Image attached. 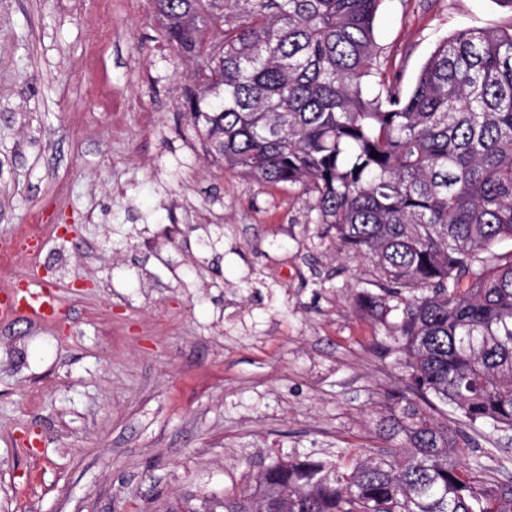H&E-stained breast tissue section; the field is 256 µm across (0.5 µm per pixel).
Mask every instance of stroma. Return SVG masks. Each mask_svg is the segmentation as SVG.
<instances>
[{"label":"stroma","mask_w":512,"mask_h":512,"mask_svg":"<svg viewBox=\"0 0 512 512\" xmlns=\"http://www.w3.org/2000/svg\"><path fill=\"white\" fill-rule=\"evenodd\" d=\"M512 26L500 0H382L380 60L411 90L435 47ZM193 64L153 0H0V246L37 261L56 321L0 318V512H155L255 489L273 459L373 456L407 379L361 302L367 266L302 187L228 169L186 112ZM480 462L512 479V435ZM45 230H48L51 234L55 233V227L53 224H34L21 227L17 233L15 241H11L3 247V250L1 251L2 260L5 258L12 259L18 255L23 256L30 261L36 260L41 251H29L26 247V243L30 239H43V233Z\"/></svg>","instance_id":"obj_1"}]
</instances>
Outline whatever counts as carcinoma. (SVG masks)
Wrapping results in <instances>:
<instances>
[{
  "mask_svg": "<svg viewBox=\"0 0 512 512\" xmlns=\"http://www.w3.org/2000/svg\"><path fill=\"white\" fill-rule=\"evenodd\" d=\"M153 2L196 59L184 104L210 147L313 194L315 222L397 300L363 297L398 312L408 380L383 403L376 456L277 458L258 490L204 512H512V480H487L473 436L434 416L512 431V253L493 250L512 240V27L443 40L406 93L377 66L382 0Z\"/></svg>",
  "mask_w": 512,
  "mask_h": 512,
  "instance_id": "cac0c4a2",
  "label": "carcinoma"
}]
</instances>
